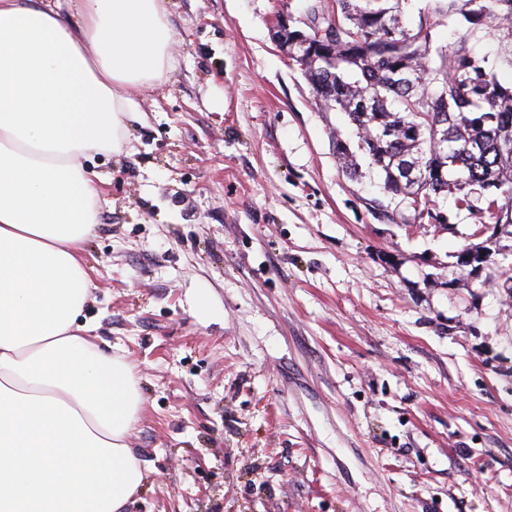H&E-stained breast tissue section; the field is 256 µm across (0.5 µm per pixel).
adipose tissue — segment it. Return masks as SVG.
<instances>
[{"instance_id":"adipose-tissue-1","label":"adipose tissue","mask_w":512,"mask_h":512,"mask_svg":"<svg viewBox=\"0 0 512 512\" xmlns=\"http://www.w3.org/2000/svg\"><path fill=\"white\" fill-rule=\"evenodd\" d=\"M175 39L166 0H0V512H126L143 482L133 367L82 320L88 161L121 151Z\"/></svg>"}]
</instances>
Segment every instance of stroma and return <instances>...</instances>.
Returning <instances> with one entry per match:
<instances>
[{"label": "stroma", "mask_w": 512, "mask_h": 512, "mask_svg": "<svg viewBox=\"0 0 512 512\" xmlns=\"http://www.w3.org/2000/svg\"><path fill=\"white\" fill-rule=\"evenodd\" d=\"M308 0H167L165 81L135 97L84 257L95 341L134 367L128 512H512L511 273L477 229L386 224L272 39ZM501 249H508L507 256L503 254H499L497 252L494 253H485L484 242L474 245V246H465L458 253H465L469 255L470 259L468 261H461V255L458 256V261H460L461 265L471 266L470 274L473 275L475 279V271L478 267H482L485 269L489 267L490 264H501V262L497 261V256L501 255L503 260H506L508 255H512V246H505L500 244Z\"/></svg>", "instance_id": "stroma-1"}]
</instances>
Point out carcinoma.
<instances>
[{
    "mask_svg": "<svg viewBox=\"0 0 512 512\" xmlns=\"http://www.w3.org/2000/svg\"><path fill=\"white\" fill-rule=\"evenodd\" d=\"M409 0H333L308 4L302 17L310 45L295 62L324 111L341 112L358 140H333L336 158L350 178L368 170L384 173L383 192L410 200L405 218L380 198L367 202L382 221L427 224L438 198L459 210L487 189L484 212L496 220L512 212V85L498 71H512V0H426L418 20L403 24ZM465 28L452 45L435 31L451 20ZM339 29L326 39L331 26ZM490 29L495 58L477 55L470 41ZM462 265L475 273L497 263L484 244L465 246Z\"/></svg>",
    "mask_w": 512,
    "mask_h": 512,
    "instance_id": "carcinoma-1",
    "label": "carcinoma"
}]
</instances>
